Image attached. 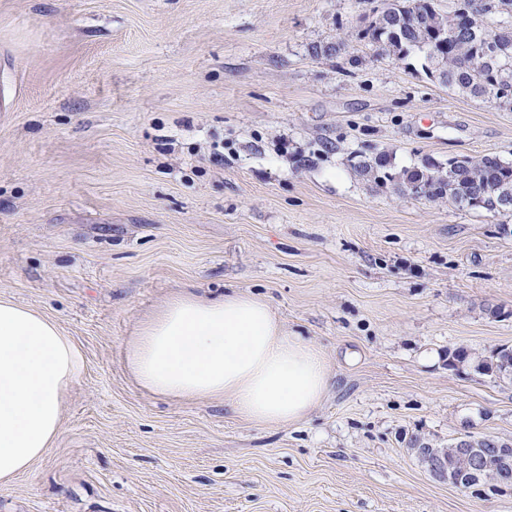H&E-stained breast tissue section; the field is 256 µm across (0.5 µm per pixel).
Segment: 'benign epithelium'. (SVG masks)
<instances>
[{
    "label": "benign epithelium",
    "mask_w": 512,
    "mask_h": 512,
    "mask_svg": "<svg viewBox=\"0 0 512 512\" xmlns=\"http://www.w3.org/2000/svg\"><path fill=\"white\" fill-rule=\"evenodd\" d=\"M483 442L487 447L480 448L476 440L467 436L456 442L457 477L448 475V460L433 451L423 452V456L430 474L446 481L455 487L468 491L472 486V478L484 470H492L503 482L512 481V443L497 438H485Z\"/></svg>",
    "instance_id": "benign-epithelium-1"
}]
</instances>
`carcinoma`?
Returning <instances> with one entry per match:
<instances>
[{"label": "carcinoma", "mask_w": 512, "mask_h": 512, "mask_svg": "<svg viewBox=\"0 0 512 512\" xmlns=\"http://www.w3.org/2000/svg\"><path fill=\"white\" fill-rule=\"evenodd\" d=\"M375 17L363 38L384 54L405 60L422 59L428 78L440 85L473 97H509L512 106V0H461L459 7L444 12L435 0H389L374 10ZM499 14L503 19L494 29L484 18ZM357 172L377 185H390L407 195L410 186L422 181L437 197L488 212H512L499 203L504 186L512 185V161L497 156H466L456 163H436L428 158L411 167L395 168L380 154L357 163ZM512 361V350L502 348L489 356L475 355L464 348L448 353V366L469 364L495 381L512 382L502 375V363Z\"/></svg>", "instance_id": "obj_1"}]
</instances>
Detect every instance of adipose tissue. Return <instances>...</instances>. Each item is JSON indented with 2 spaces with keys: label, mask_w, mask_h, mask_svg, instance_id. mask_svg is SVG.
Instances as JSON below:
<instances>
[{
  "label": "adipose tissue",
  "mask_w": 512,
  "mask_h": 512,
  "mask_svg": "<svg viewBox=\"0 0 512 512\" xmlns=\"http://www.w3.org/2000/svg\"><path fill=\"white\" fill-rule=\"evenodd\" d=\"M126 365L148 392L223 397L239 419L264 426L301 421L328 385L321 350L287 335L266 302L240 294L174 296L144 321ZM81 367L54 320L0 299V485L49 452Z\"/></svg>",
  "instance_id": "obj_1"
}]
</instances>
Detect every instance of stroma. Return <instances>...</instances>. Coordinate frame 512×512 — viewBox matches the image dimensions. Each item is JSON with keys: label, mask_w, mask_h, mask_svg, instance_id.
<instances>
[{"label": "stroma", "mask_w": 512, "mask_h": 512, "mask_svg": "<svg viewBox=\"0 0 512 512\" xmlns=\"http://www.w3.org/2000/svg\"><path fill=\"white\" fill-rule=\"evenodd\" d=\"M380 2L0 0V297L83 357L0 512H512L410 448L512 441V384L448 365L512 349V212L354 169L512 160V108L360 41ZM181 293L268 302L321 402L275 427L139 387L127 344Z\"/></svg>", "instance_id": "obj_1"}]
</instances>
